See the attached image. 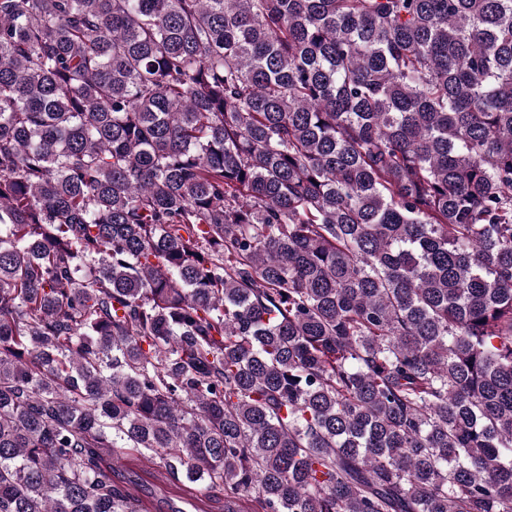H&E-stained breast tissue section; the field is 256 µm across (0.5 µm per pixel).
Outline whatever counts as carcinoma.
Instances as JSON below:
<instances>
[{
    "instance_id": "cac0c4a2",
    "label": "carcinoma",
    "mask_w": 512,
    "mask_h": 512,
    "mask_svg": "<svg viewBox=\"0 0 512 512\" xmlns=\"http://www.w3.org/2000/svg\"><path fill=\"white\" fill-rule=\"evenodd\" d=\"M512 512V0H0V512ZM146 461L144 456L137 455L116 464L112 479L139 499L147 512H170L172 508H183L188 512H224V490L221 487L191 484L182 477L174 480L161 467L159 460L154 459V464ZM190 500L193 501L192 507L187 503Z\"/></svg>"
}]
</instances>
